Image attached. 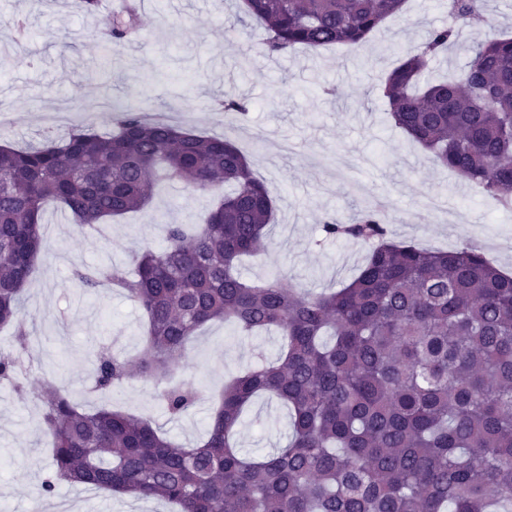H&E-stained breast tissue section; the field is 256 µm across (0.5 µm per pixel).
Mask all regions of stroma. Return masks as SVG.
<instances>
[{
  "instance_id": "stroma-1",
  "label": "stroma",
  "mask_w": 512,
  "mask_h": 512,
  "mask_svg": "<svg viewBox=\"0 0 512 512\" xmlns=\"http://www.w3.org/2000/svg\"><path fill=\"white\" fill-rule=\"evenodd\" d=\"M443 0H407L364 44L300 49L268 55L258 25H242L238 0H101L83 11L77 0H0V140L24 147L62 136L52 116L62 102L75 108L73 125L101 128L109 104L130 103L156 120L229 136L271 191L275 212L266 255L245 259L241 274L260 280L274 271L310 294L339 288L368 254L355 240H327L326 217L348 220L378 196L389 206L387 227L398 241L432 250L475 247L512 272V209L504 210L464 177L442 168L389 122L380 86L402 49L447 25ZM138 9V29L103 53L105 21L126 4ZM486 26L463 32L439 72L460 71L475 42L512 34V0H488ZM245 99L243 122L224 113L225 95ZM211 195L165 185L143 213L109 220L110 237L78 231L70 215L50 205L44 214V249L24 291L23 313L45 348L23 374L30 393L18 396L0 382V512H31L49 465L50 438L40 426L35 393L43 380L63 386L69 399L94 411L115 407L150 419L175 441L203 439L225 379L277 354V336L242 337L224 323L205 325L189 344L181 371L202 388L195 410L172 419L156 399L153 382L134 379L112 392L93 388V352L129 355L143 349V313L107 289L83 292L75 268L110 263L131 270L144 246L165 244L169 224H196ZM286 409L254 402L237 438L250 454L285 443ZM58 497L70 512H174L155 500H131L100 489L65 485Z\"/></svg>"
}]
</instances>
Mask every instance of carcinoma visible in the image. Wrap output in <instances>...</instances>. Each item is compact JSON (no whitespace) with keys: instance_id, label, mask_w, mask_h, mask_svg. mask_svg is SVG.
Here are the masks:
<instances>
[{"instance_id":"cac0c4a2","label":"carcinoma","mask_w":512,"mask_h":512,"mask_svg":"<svg viewBox=\"0 0 512 512\" xmlns=\"http://www.w3.org/2000/svg\"><path fill=\"white\" fill-rule=\"evenodd\" d=\"M406 0H241L242 19L267 32L264 50L360 44ZM485 0H448V25L403 51L384 80L395 126L445 168L489 197L512 204V38L470 48L460 73L421 82L461 31L484 21ZM108 41L136 27L131 8L105 23ZM194 192L229 187L201 225H166V245L147 247L135 271L78 269L92 290L106 286L147 319L144 353L102 349L93 361L103 391L151 379L172 418L201 401L195 380L172 381L186 345L222 320L241 336L276 330L278 356L224 385L205 438L171 441L143 418L88 412L43 384L41 425L52 462L38 494L83 484L180 512H512V275L474 248L435 251L396 243L383 213L323 221L329 239L371 245L359 274L310 295L285 274L247 281L244 256L268 252L274 204L248 158L227 137L149 122L113 109L99 130L20 148L0 145V326L15 327L0 349V381L19 395L31 332L24 288L44 246L45 206L58 204L78 230L148 208L159 185ZM266 394L288 408L291 436L259 457L238 448L237 426Z\"/></svg>"}]
</instances>
